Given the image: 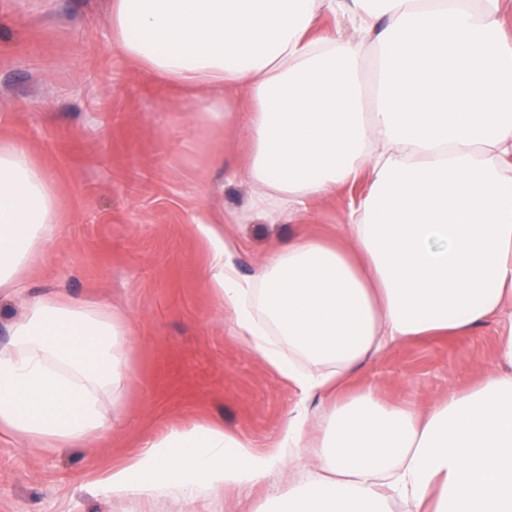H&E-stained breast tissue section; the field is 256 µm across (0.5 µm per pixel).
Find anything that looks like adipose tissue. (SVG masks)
I'll return each instance as SVG.
<instances>
[{
	"instance_id": "ef3b65f1",
	"label": "adipose tissue",
	"mask_w": 512,
	"mask_h": 512,
	"mask_svg": "<svg viewBox=\"0 0 512 512\" xmlns=\"http://www.w3.org/2000/svg\"><path fill=\"white\" fill-rule=\"evenodd\" d=\"M501 0H109L112 38L144 69L195 88L244 89L247 173L259 211L294 212L339 184L368 190L345 244L298 237L242 283L213 229L209 281L240 336L302 399L330 398L308 481L271 512H512V328L498 371L425 415L374 386L368 359L457 336L512 307V40ZM350 37L311 38L323 13ZM373 51L375 106L362 71ZM60 203L25 148L0 142V287H18L57 232ZM127 320L59 297L33 303L0 349V432L81 445L108 428L103 397L128 376ZM305 412L258 454L214 427L144 442L101 482L113 496L192 497L261 482L305 445Z\"/></svg>"
}]
</instances>
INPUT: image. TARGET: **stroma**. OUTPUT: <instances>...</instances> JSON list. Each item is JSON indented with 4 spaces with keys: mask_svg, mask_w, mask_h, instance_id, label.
<instances>
[{
    "mask_svg": "<svg viewBox=\"0 0 512 512\" xmlns=\"http://www.w3.org/2000/svg\"><path fill=\"white\" fill-rule=\"evenodd\" d=\"M107 9L108 0H0V140L22 144L61 200L58 232L24 272L21 297L0 288V346L26 300L47 295L110 307L132 330L129 375L104 398L109 431L59 448L0 435V512H254L309 477L312 449L266 482L191 498H114L96 485L167 427H219L265 453L301 407L317 435L327 400H302L220 311L200 227L234 244L249 279L289 238L335 242L367 185L333 188L297 216L256 211L247 143L233 123L206 133L197 122L195 105L219 92L177 90L142 69L113 44ZM511 323L503 315L461 336L408 341L351 386L372 382L387 404L421 407L490 373Z\"/></svg>",
    "mask_w": 512,
    "mask_h": 512,
    "instance_id": "35a3bbf8",
    "label": "stroma"
}]
</instances>
